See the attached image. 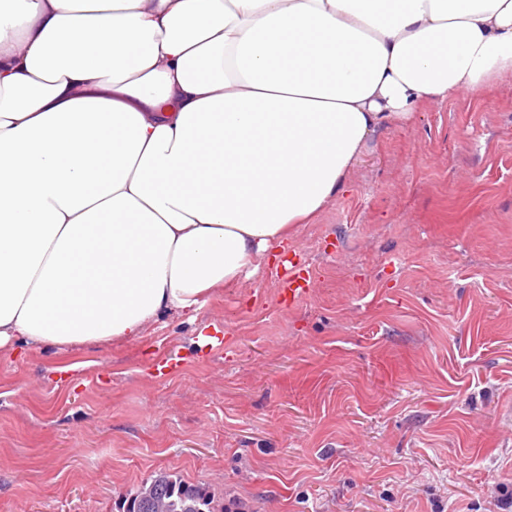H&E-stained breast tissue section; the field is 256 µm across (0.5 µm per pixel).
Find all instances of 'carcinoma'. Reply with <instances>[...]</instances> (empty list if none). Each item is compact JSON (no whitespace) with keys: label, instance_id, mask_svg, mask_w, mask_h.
Returning a JSON list of instances; mask_svg holds the SVG:
<instances>
[{"label":"carcinoma","instance_id":"carcinoma-1","mask_svg":"<svg viewBox=\"0 0 512 512\" xmlns=\"http://www.w3.org/2000/svg\"><path fill=\"white\" fill-rule=\"evenodd\" d=\"M122 512H224L206 487L161 472L123 499Z\"/></svg>","mask_w":512,"mask_h":512}]
</instances>
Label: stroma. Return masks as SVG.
<instances>
[{"instance_id": "35a3bbf8", "label": "stroma", "mask_w": 512, "mask_h": 512, "mask_svg": "<svg viewBox=\"0 0 512 512\" xmlns=\"http://www.w3.org/2000/svg\"><path fill=\"white\" fill-rule=\"evenodd\" d=\"M288 248L299 302L269 263L142 338L0 355V512H119L161 472L249 512H503L512 73L377 131ZM278 278L281 281L282 287L288 293V298L293 301H298L308 296L315 288L314 282L301 272H297L293 267L283 270L278 273Z\"/></svg>"}]
</instances>
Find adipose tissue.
Returning a JSON list of instances; mask_svg holds the SVG:
<instances>
[{"label":"adipose tissue","instance_id":"1","mask_svg":"<svg viewBox=\"0 0 512 512\" xmlns=\"http://www.w3.org/2000/svg\"><path fill=\"white\" fill-rule=\"evenodd\" d=\"M507 72L512 0H0V350L198 310Z\"/></svg>","mask_w":512,"mask_h":512}]
</instances>
